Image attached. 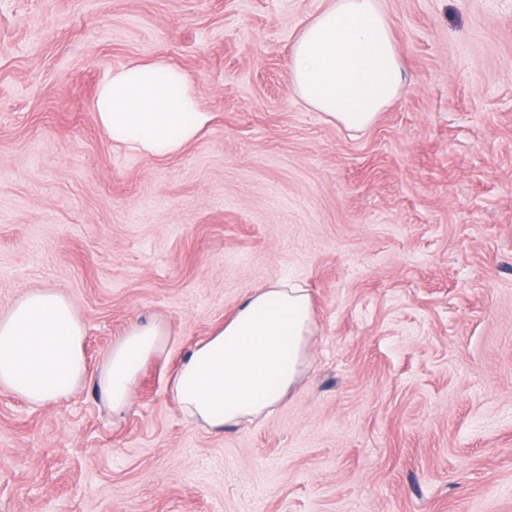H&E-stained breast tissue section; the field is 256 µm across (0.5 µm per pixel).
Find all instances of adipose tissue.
Masks as SVG:
<instances>
[{"instance_id":"adipose-tissue-1","label":"adipose tissue","mask_w":512,"mask_h":512,"mask_svg":"<svg viewBox=\"0 0 512 512\" xmlns=\"http://www.w3.org/2000/svg\"><path fill=\"white\" fill-rule=\"evenodd\" d=\"M293 93L349 130L369 127L405 87L402 64L379 0H328L295 40L288 62ZM113 143L157 158L183 151L211 120L188 75L162 59L114 69L92 103ZM307 290L278 283L254 291L183 356L170 394L210 430L254 421L296 387L313 334ZM87 330L74 303L52 288L28 290L0 311V393L41 407L94 382L119 415L143 364L171 339L161 322L130 324L97 374L85 357Z\"/></svg>"}]
</instances>
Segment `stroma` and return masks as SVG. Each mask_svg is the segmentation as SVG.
Masks as SVG:
<instances>
[{
	"instance_id": "35a3bbf8",
	"label": "stroma",
	"mask_w": 512,
	"mask_h": 512,
	"mask_svg": "<svg viewBox=\"0 0 512 512\" xmlns=\"http://www.w3.org/2000/svg\"><path fill=\"white\" fill-rule=\"evenodd\" d=\"M406 93L354 132L288 85L325 0H0V310L68 296L97 373L172 334L113 415L90 385L0 394V512H512V0H380ZM165 59L212 121L128 152L92 110ZM297 280L316 329L268 417L215 433L184 352Z\"/></svg>"
}]
</instances>
